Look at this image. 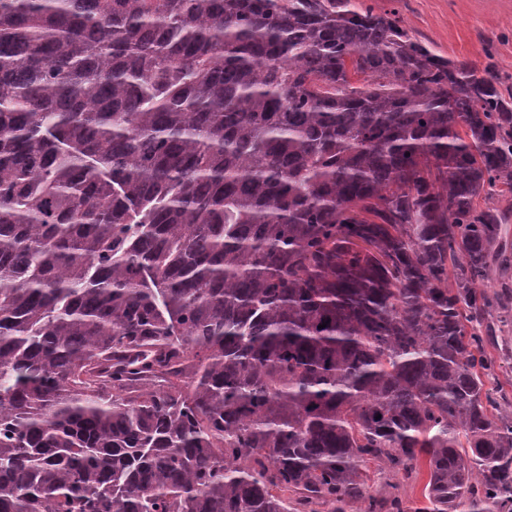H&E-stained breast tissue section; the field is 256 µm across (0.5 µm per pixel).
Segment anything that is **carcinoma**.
Here are the masks:
<instances>
[{"label": "carcinoma", "instance_id": "1", "mask_svg": "<svg viewBox=\"0 0 512 512\" xmlns=\"http://www.w3.org/2000/svg\"><path fill=\"white\" fill-rule=\"evenodd\" d=\"M501 186L395 11L0 0V512H512Z\"/></svg>", "mask_w": 512, "mask_h": 512}]
</instances>
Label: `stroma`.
<instances>
[{
    "label": "stroma",
    "instance_id": "stroma-1",
    "mask_svg": "<svg viewBox=\"0 0 512 512\" xmlns=\"http://www.w3.org/2000/svg\"><path fill=\"white\" fill-rule=\"evenodd\" d=\"M374 11H396L403 26L437 54L494 65L499 88L512 92V0H355Z\"/></svg>",
    "mask_w": 512,
    "mask_h": 512
}]
</instances>
